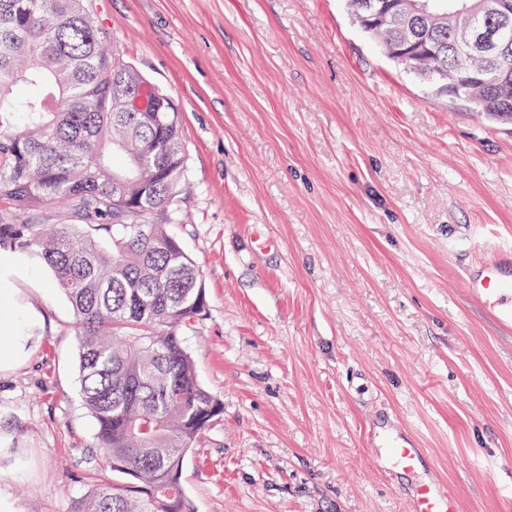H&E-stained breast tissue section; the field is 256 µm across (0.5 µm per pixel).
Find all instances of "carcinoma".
<instances>
[{"instance_id": "carcinoma-1", "label": "carcinoma", "mask_w": 512, "mask_h": 512, "mask_svg": "<svg viewBox=\"0 0 512 512\" xmlns=\"http://www.w3.org/2000/svg\"><path fill=\"white\" fill-rule=\"evenodd\" d=\"M347 9L394 62L466 112L512 124V17L485 18L458 47L459 0H428L426 32L394 53L408 21ZM88 0H0V252L46 265L70 302L79 392L103 465L73 512H195L181 484L198 436L223 413L199 382L184 336L206 308L181 222L186 172L171 97L113 47ZM54 205L59 224H30Z\"/></svg>"}]
</instances>
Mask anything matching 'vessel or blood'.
I'll list each match as a JSON object with an SVG mask.
<instances>
[{"instance_id": "obj_1", "label": "vessel or blood", "mask_w": 512, "mask_h": 512, "mask_svg": "<svg viewBox=\"0 0 512 512\" xmlns=\"http://www.w3.org/2000/svg\"><path fill=\"white\" fill-rule=\"evenodd\" d=\"M468 299L489 322L503 332L512 331V248L496 247L464 273ZM370 447L383 449V469L408 475L431 467L432 459L419 437L399 419L370 428ZM408 512H460V499L449 487L431 480L417 483L407 494Z\"/></svg>"}]
</instances>
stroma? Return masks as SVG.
Instances as JSON below:
<instances>
[{
  "mask_svg": "<svg viewBox=\"0 0 512 512\" xmlns=\"http://www.w3.org/2000/svg\"><path fill=\"white\" fill-rule=\"evenodd\" d=\"M168 91L206 309L185 344L224 411L183 463L196 512H408L367 431L390 412L461 512H512V333L462 273L512 245V126L432 95L345 0H92ZM21 355L0 369V512H73L113 480L52 274L0 258Z\"/></svg>",
  "mask_w": 512,
  "mask_h": 512,
  "instance_id": "obj_1",
  "label": "stroma"
}]
</instances>
